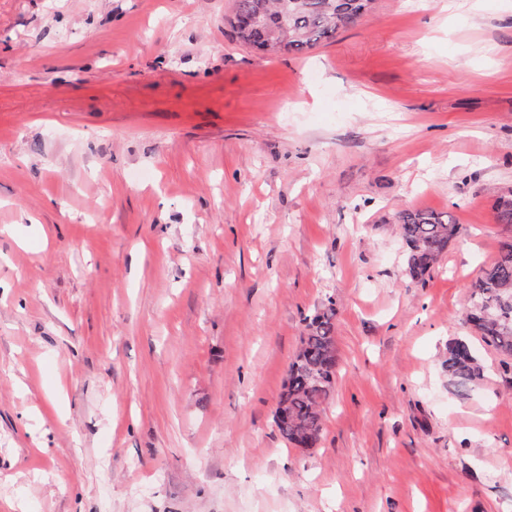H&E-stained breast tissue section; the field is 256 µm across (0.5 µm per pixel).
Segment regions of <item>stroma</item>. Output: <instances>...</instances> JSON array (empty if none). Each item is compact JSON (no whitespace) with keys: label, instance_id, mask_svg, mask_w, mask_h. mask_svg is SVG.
Here are the masks:
<instances>
[{"label":"stroma","instance_id":"35a3bbf8","mask_svg":"<svg viewBox=\"0 0 512 512\" xmlns=\"http://www.w3.org/2000/svg\"><path fill=\"white\" fill-rule=\"evenodd\" d=\"M231 5L0 0V512H512V361L464 322L512 237V0L274 58ZM403 209L461 226L422 283ZM329 301L302 450L273 414ZM331 301L308 319L301 346L288 369V380L279 395L274 423L288 445L314 448L323 430L321 407L330 398L337 355ZM286 404L283 414L279 405ZM443 366L457 393L461 395L471 390V385L482 376L483 371L470 345L462 340L448 344Z\"/></svg>","mask_w":512,"mask_h":512}]
</instances>
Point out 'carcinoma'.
Masks as SVG:
<instances>
[{"mask_svg": "<svg viewBox=\"0 0 512 512\" xmlns=\"http://www.w3.org/2000/svg\"><path fill=\"white\" fill-rule=\"evenodd\" d=\"M374 0H232L228 23L236 39L264 55H305L336 34L358 23ZM496 219L512 225V190L495 199ZM406 248L407 274L423 281L459 233L456 220L432 210L403 209L395 215ZM335 303L308 319L301 346L288 369L279 395L274 423L287 444L313 448L323 430L321 407L330 398L337 355L333 319ZM486 345L512 356V238L502 242L499 257L481 269L471 285L466 319ZM457 393L464 395L482 376V366L470 345L448 344L443 360Z\"/></svg>", "mask_w": 512, "mask_h": 512, "instance_id": "1", "label": "carcinoma"}]
</instances>
